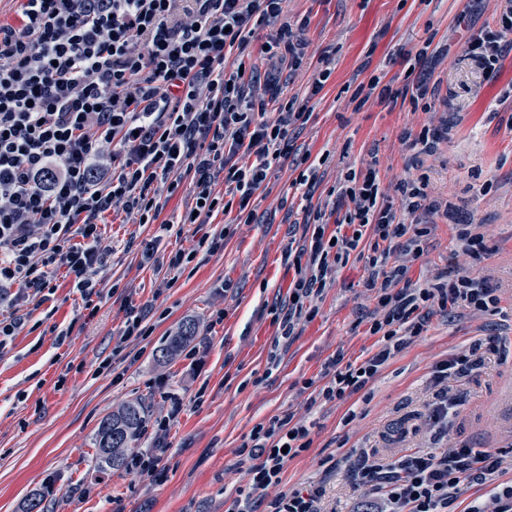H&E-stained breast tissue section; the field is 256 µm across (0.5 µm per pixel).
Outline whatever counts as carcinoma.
<instances>
[{
	"mask_svg": "<svg viewBox=\"0 0 512 512\" xmlns=\"http://www.w3.org/2000/svg\"><path fill=\"white\" fill-rule=\"evenodd\" d=\"M196 330L194 323L182 325L178 335L158 349L159 358L171 357L181 345L195 338ZM144 424L145 411L139 403L127 404L104 417L95 435L96 462L111 470L126 467L127 450L139 438Z\"/></svg>",
	"mask_w": 512,
	"mask_h": 512,
	"instance_id": "1",
	"label": "carcinoma"
}]
</instances>
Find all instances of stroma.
Returning <instances> with one entry per match:
<instances>
[{
  "mask_svg": "<svg viewBox=\"0 0 512 512\" xmlns=\"http://www.w3.org/2000/svg\"><path fill=\"white\" fill-rule=\"evenodd\" d=\"M292 25H304L308 43L300 68L285 71L284 97L308 92L323 56L332 75L314 97L310 120L291 135L316 162L314 189L293 187L290 164L272 169L270 193L257 200L250 224H237L224 248L199 252L181 272L167 267L171 251L189 248L198 225L181 223L189 186L166 205L163 224H132L111 215L105 242L109 268L98 276L105 296L87 315L69 279L57 277L49 299L29 305L31 328L0 353V512H23L39 495L43 512H227L246 480L237 450L253 426L294 415L310 429L308 451L288 460L279 491L322 487L326 512H353L365 494L347 462L356 448H376L389 459L407 448L437 453L464 441L498 451V479L512 481V42L494 73L467 55L466 31L496 27L500 0H286ZM447 47L422 71L440 83L431 110L388 107L352 96L372 76L405 92L408 63L425 43ZM455 126L435 152L402 145L405 133ZM377 162L381 187L395 198L405 175L426 177L429 193L448 199L452 218L428 215L430 234L412 261L411 280L447 275L464 259L455 223L480 225L486 254L478 265L498 288L496 310L434 311L422 336L366 387L340 402L318 400L326 363L336 355L359 363L378 349L370 336L377 301L364 288V262L332 273L312 321L282 335L270 310L282 305L292 278L288 245L308 243V207L332 205V185L351 169ZM155 251L143 260L141 244ZM145 311L144 339L122 341L130 315ZM223 312L216 324L212 316ZM198 326L192 356L166 361L155 352L186 322ZM494 336L498 355L454 391L461 415L446 438L434 442L428 405L435 364ZM111 358L113 374L98 373ZM63 388H56L59 375ZM312 388H304V381ZM183 402L165 436L153 424L172 400ZM130 402L143 404L148 423L136 450L158 448L167 467L162 482L109 470L95 460V433L103 417Z\"/></svg>",
  "mask_w": 512,
  "mask_h": 512,
  "instance_id": "obj_1",
  "label": "stroma"
}]
</instances>
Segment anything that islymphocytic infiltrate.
<instances>
[{"instance_id": "obj_1", "label": "lymphocytic infiltrate", "mask_w": 512, "mask_h": 512, "mask_svg": "<svg viewBox=\"0 0 512 512\" xmlns=\"http://www.w3.org/2000/svg\"><path fill=\"white\" fill-rule=\"evenodd\" d=\"M285 0H19L15 23H0V289L15 304L49 297L64 275L83 307L97 312L95 278L112 254L103 228L115 209L157 223L183 183L192 203L182 221L203 225L217 213L233 224L254 219L272 167L291 155L289 135L311 117L307 99H283L276 75H248L243 56L260 31L263 52L299 66L302 43L284 14ZM512 34V0H502L499 26L470 33L465 51L494 71ZM234 65H227L228 56ZM223 192H216V185ZM426 179L401 180L397 203L380 187L375 166L349 170L331 187L347 207L309 208L308 247L288 252L294 275L288 302L273 310L282 335L317 314L331 272L363 260L366 288L380 309L369 333L379 349L353 365L326 363V401L365 389L406 345L422 335L433 308L486 312L499 298L475 269L484 253L478 225H456L467 262L447 280L417 285L390 257L422 253L429 228L420 210H448L430 199ZM335 231H328V224ZM496 337L435 365L430 408L436 435L459 415L453 385L477 372ZM293 416L256 424L238 453L248 463L231 512H322L321 488L264 491L281 481L289 459L311 445ZM355 479L368 486L364 512H451L462 487L490 485L493 510L472 501L467 512H512V483L496 482L501 459L459 443L445 453L406 451L388 463L377 449L356 450Z\"/></svg>"}]
</instances>
